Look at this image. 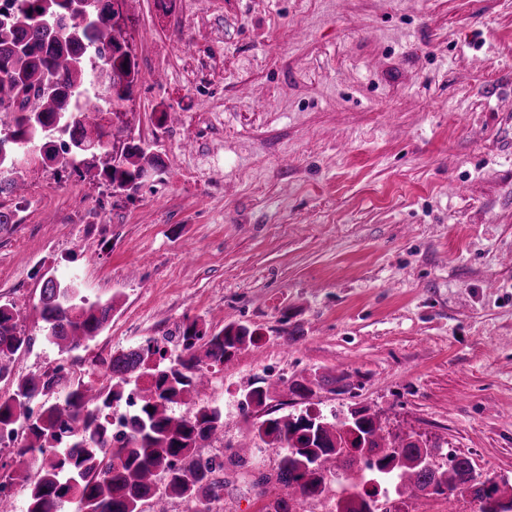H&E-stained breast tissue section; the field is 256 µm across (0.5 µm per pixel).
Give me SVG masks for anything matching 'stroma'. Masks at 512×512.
<instances>
[{
    "instance_id": "stroma-1",
    "label": "stroma",
    "mask_w": 512,
    "mask_h": 512,
    "mask_svg": "<svg viewBox=\"0 0 512 512\" xmlns=\"http://www.w3.org/2000/svg\"><path fill=\"white\" fill-rule=\"evenodd\" d=\"M140 82L117 140L164 169L134 200L93 175L26 167L0 230V296L25 298L15 379L68 361L106 384L112 353L243 323L210 369L227 485L212 512H260L234 463L267 411L377 415L512 483V0H127ZM117 298L64 353L36 308L46 271ZM309 379L306 398L292 381Z\"/></svg>"
}]
</instances>
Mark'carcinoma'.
Returning <instances> with one entry per match:
<instances>
[{"mask_svg":"<svg viewBox=\"0 0 512 512\" xmlns=\"http://www.w3.org/2000/svg\"><path fill=\"white\" fill-rule=\"evenodd\" d=\"M102 2L86 0L81 12L69 13L56 0H13L12 21L0 24L1 195L22 190L25 158L53 165L54 132L71 143L59 169L80 174L98 164L112 191L129 200L148 173L163 170L140 140L108 150L112 132L76 97L89 80L92 46L110 51L111 64L98 78L112 98V114L121 113L139 79L123 26ZM42 278L38 310L49 343L77 350L107 328L112 299L92 300L77 282L50 271ZM254 336L234 323L209 332L194 319L182 329L178 354L156 340L112 354L107 385L79 381L50 401L44 396L59 385L56 373L17 380L11 394L0 395V427L14 434L22 429L21 445L10 453L38 465L37 476H26L22 484L25 512H61L71 500L80 512H168L172 496L207 505L223 499L224 463L199 451L200 442L224 433V413L201 397L204 366L224 363ZM31 343L15 299L0 302V382L12 379L16 356ZM131 385L142 391V402L130 418L127 438L111 448L104 418ZM191 392L198 396L194 407L175 414L172 405ZM264 400L265 390L250 386L240 406L247 411ZM244 440L252 450L261 443L281 449L275 474H258L254 486L263 495V487L274 481L288 496L270 500L263 512H293L298 501L321 497L328 476L341 484L335 512H373L370 501L379 491L402 499L409 484L416 498L468 495L481 504L480 512H512V506L498 510L503 499L498 482L476 473L469 458L451 455L448 467H429L420 440H388L363 410L336 415L332 422L308 410L263 419Z\"/></svg>","mask_w":512,"mask_h":512,"instance_id":"cac0c4a2","label":"carcinoma"}]
</instances>
